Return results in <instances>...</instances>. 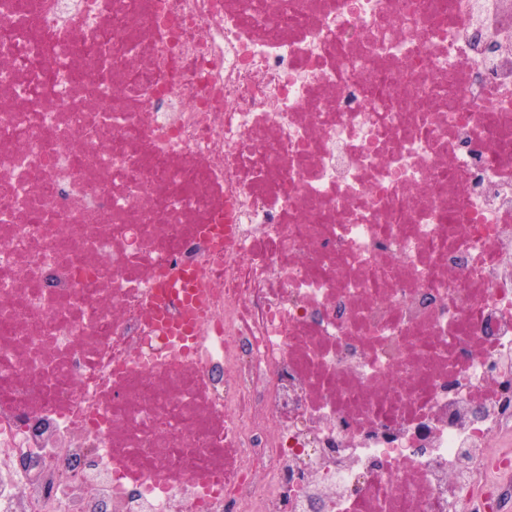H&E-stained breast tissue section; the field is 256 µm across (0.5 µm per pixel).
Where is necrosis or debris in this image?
<instances>
[{"label":"necrosis or debris","instance_id":"1","mask_svg":"<svg viewBox=\"0 0 512 512\" xmlns=\"http://www.w3.org/2000/svg\"><path fill=\"white\" fill-rule=\"evenodd\" d=\"M506 485L512 0H0V512Z\"/></svg>","mask_w":512,"mask_h":512}]
</instances>
